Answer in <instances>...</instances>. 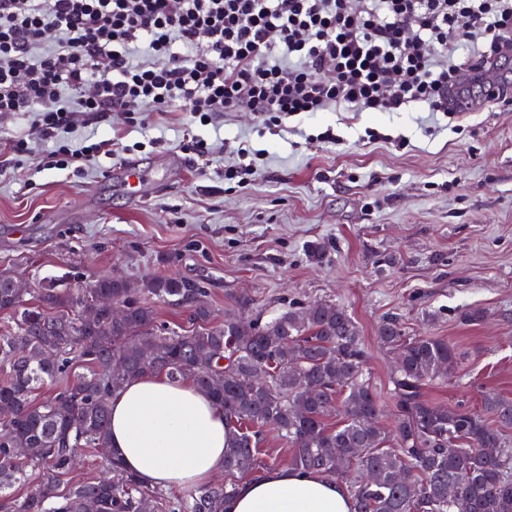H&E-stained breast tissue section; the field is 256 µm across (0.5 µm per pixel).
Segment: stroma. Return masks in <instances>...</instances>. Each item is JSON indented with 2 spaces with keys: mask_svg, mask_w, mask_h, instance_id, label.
Masks as SVG:
<instances>
[{
  "mask_svg": "<svg viewBox=\"0 0 512 512\" xmlns=\"http://www.w3.org/2000/svg\"><path fill=\"white\" fill-rule=\"evenodd\" d=\"M30 124L26 113L0 118V272L72 289L110 272L174 273L206 288L217 322L336 303L367 347L387 429L397 420L394 358L378 339L387 317L457 347L455 373L427 385L428 398L474 412L487 392L512 400V81L505 100L452 126L418 105L278 126L228 112L217 128L188 112H115L70 133L114 142L79 169L44 167L38 143L10 152ZM327 130L338 142L319 141ZM186 133L207 142L208 158L178 148ZM242 146L258 153L257 172L225 180ZM128 161L144 173L137 201L112 175Z\"/></svg>",
  "mask_w": 512,
  "mask_h": 512,
  "instance_id": "1",
  "label": "stroma"
}]
</instances>
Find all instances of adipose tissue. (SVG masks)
<instances>
[{
  "mask_svg": "<svg viewBox=\"0 0 512 512\" xmlns=\"http://www.w3.org/2000/svg\"><path fill=\"white\" fill-rule=\"evenodd\" d=\"M111 448L141 483L165 490L201 486L224 469V414L191 380L145 375L109 400ZM345 487L288 468L240 484L224 512H351Z\"/></svg>",
  "mask_w": 512,
  "mask_h": 512,
  "instance_id": "obj_1",
  "label": "adipose tissue"
}]
</instances>
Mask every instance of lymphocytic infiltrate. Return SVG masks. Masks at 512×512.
Segmentation results:
<instances>
[{"label":"lymphocytic infiltrate","mask_w":512,"mask_h":512,"mask_svg":"<svg viewBox=\"0 0 512 512\" xmlns=\"http://www.w3.org/2000/svg\"><path fill=\"white\" fill-rule=\"evenodd\" d=\"M454 41L504 59L512 0H0V116L35 113L65 169L112 142L61 130L112 112L444 113L465 71L441 57Z\"/></svg>","instance_id":"f902f5d3"}]
</instances>
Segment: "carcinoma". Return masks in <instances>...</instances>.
I'll use <instances>...</instances> for the list:
<instances>
[{
    "label": "carcinoma",
    "instance_id": "carcinoma-1",
    "mask_svg": "<svg viewBox=\"0 0 512 512\" xmlns=\"http://www.w3.org/2000/svg\"><path fill=\"white\" fill-rule=\"evenodd\" d=\"M11 278L0 273V311L13 315L0 331V404L12 407L0 418V512H83L89 500L98 512H145L150 503L156 512H224L240 480L267 468L260 447L268 426L291 450V468L343 484L354 512H512V440L495 426L512 423V401L487 394L475 413L427 400V383L448 378L460 360L444 338L408 336L393 317L380 325L379 342L395 355L399 413L387 431L358 327L332 302L292 303L267 321L228 313L215 324L205 288L177 275L138 288L112 274L85 290L42 281L33 303ZM95 294L111 296L112 308L89 319L82 310ZM140 294L190 309L193 329L156 330L155 309ZM74 356L85 372L70 382ZM215 372L218 387L210 385ZM148 373L193 379L223 411L224 481L172 499L143 487L112 451L108 398ZM52 381L60 391L36 400ZM81 452L105 458L106 469L62 493L59 477ZM31 469L36 484L19 499L10 489L30 481Z\"/></svg>",
    "mask_w": 512,
    "mask_h": 512
}]
</instances>
